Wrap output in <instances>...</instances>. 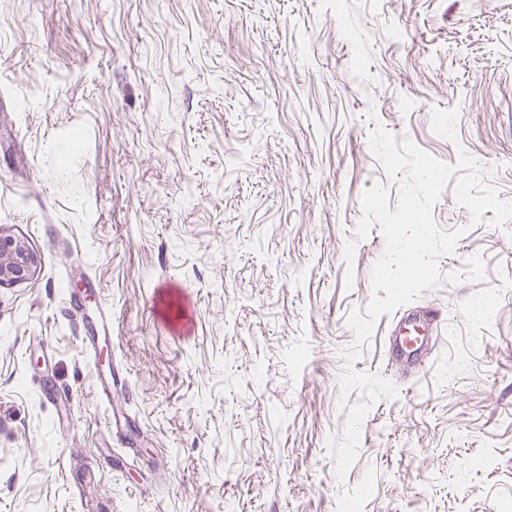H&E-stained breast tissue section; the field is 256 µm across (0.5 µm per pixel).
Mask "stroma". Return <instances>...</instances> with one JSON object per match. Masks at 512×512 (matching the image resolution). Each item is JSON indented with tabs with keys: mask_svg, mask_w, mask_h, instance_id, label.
I'll use <instances>...</instances> for the list:
<instances>
[{
	"mask_svg": "<svg viewBox=\"0 0 512 512\" xmlns=\"http://www.w3.org/2000/svg\"><path fill=\"white\" fill-rule=\"evenodd\" d=\"M378 124L512 201V0H0V233L38 256L0 286V512H512V222L446 187L440 272L477 255L486 279L417 298L444 315L419 376L387 352L396 314L357 343L386 239L350 267L345 243L364 189L400 199ZM355 347L398 396L340 479Z\"/></svg>",
	"mask_w": 512,
	"mask_h": 512,
	"instance_id": "stroma-1",
	"label": "stroma"
}]
</instances>
